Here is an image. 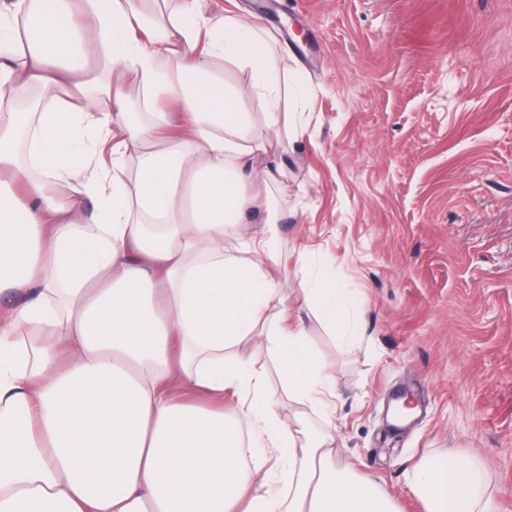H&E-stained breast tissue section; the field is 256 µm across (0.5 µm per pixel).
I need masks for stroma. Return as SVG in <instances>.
<instances>
[{"label": "stroma", "instance_id": "stroma-1", "mask_svg": "<svg viewBox=\"0 0 512 512\" xmlns=\"http://www.w3.org/2000/svg\"><path fill=\"white\" fill-rule=\"evenodd\" d=\"M267 40L281 123L256 124L277 159L275 275L336 376L330 417L288 396L264 343L240 351L267 375L282 419L333 426L339 464L377 479L400 512L435 453L482 462L512 512V0H204ZM360 292L363 335L331 336L300 305L304 272ZM418 411L393 427L399 390Z\"/></svg>", "mask_w": 512, "mask_h": 512}]
</instances>
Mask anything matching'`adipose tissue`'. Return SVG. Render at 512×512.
<instances>
[{"label": "adipose tissue", "instance_id": "adipose-tissue-1", "mask_svg": "<svg viewBox=\"0 0 512 512\" xmlns=\"http://www.w3.org/2000/svg\"><path fill=\"white\" fill-rule=\"evenodd\" d=\"M197 2L154 22L137 0H0V512H398L236 352L265 336L289 395L327 410L336 380L272 275L279 213L244 190L279 171L254 167L249 131L278 126L280 77L250 24ZM218 57L250 71L261 115ZM259 210L266 231L226 253ZM302 297L359 336V293L310 276ZM408 487L425 512H496L449 453ZM214 72L224 80V83L241 94L243 108L246 112H263V104L250 91V75L234 63L216 58L212 62Z\"/></svg>", "mask_w": 512, "mask_h": 512}]
</instances>
